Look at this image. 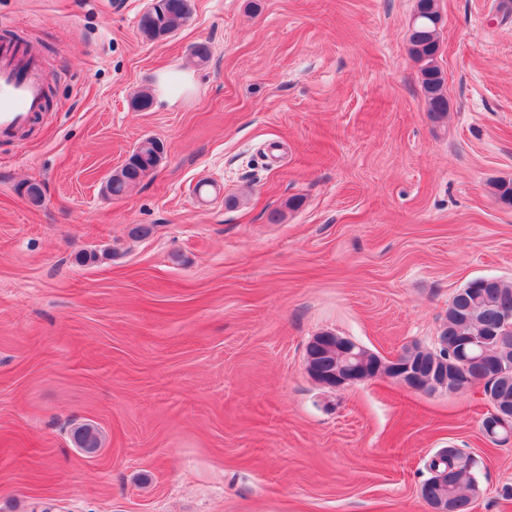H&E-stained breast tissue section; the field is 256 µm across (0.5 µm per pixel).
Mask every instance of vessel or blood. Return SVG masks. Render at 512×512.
Returning <instances> with one entry per match:
<instances>
[{"mask_svg":"<svg viewBox=\"0 0 512 512\" xmlns=\"http://www.w3.org/2000/svg\"><path fill=\"white\" fill-rule=\"evenodd\" d=\"M49 81L29 47L0 46V138L18 137L43 112Z\"/></svg>","mask_w":512,"mask_h":512,"instance_id":"1","label":"vessel or blood"}]
</instances>
